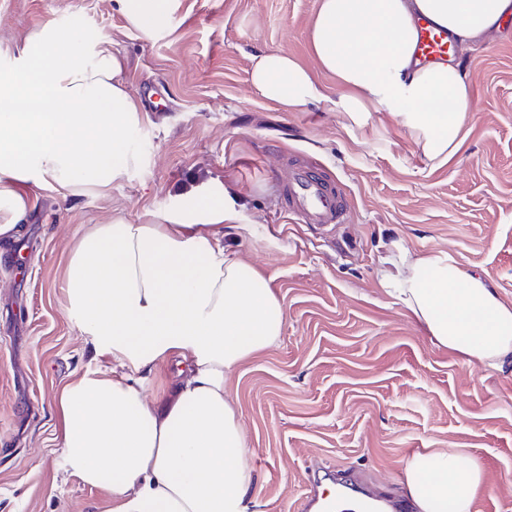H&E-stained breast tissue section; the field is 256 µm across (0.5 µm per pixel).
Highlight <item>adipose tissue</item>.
I'll use <instances>...</instances> for the list:
<instances>
[{"label": "adipose tissue", "instance_id": "adipose-tissue-1", "mask_svg": "<svg viewBox=\"0 0 512 512\" xmlns=\"http://www.w3.org/2000/svg\"><path fill=\"white\" fill-rule=\"evenodd\" d=\"M127 29L170 33L179 0H114ZM466 47L512 19V0H320L309 41L319 68L345 92L339 111L374 106L395 116L430 160L459 146L472 107L457 65H415L418 18ZM109 39L45 27L0 54V238H16L30 191L73 197L106 190L134 167L133 134L146 119ZM254 87L295 110L319 91L294 57L254 58ZM235 214L223 194L189 197L156 224L115 217L76 241L66 268L71 312L110 368L66 383L57 399L66 470L107 488L112 512H259L247 437L225 383L280 340L285 314L271 279L227 252ZM378 276L439 346L468 365H512V306L445 252L392 242ZM168 397L144 384L163 365ZM419 512H472L481 470L454 451L414 455L405 468Z\"/></svg>", "mask_w": 512, "mask_h": 512}]
</instances>
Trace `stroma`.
I'll return each mask as SVG.
<instances>
[{
	"mask_svg": "<svg viewBox=\"0 0 512 512\" xmlns=\"http://www.w3.org/2000/svg\"><path fill=\"white\" fill-rule=\"evenodd\" d=\"M319 0H181L170 34L142 39L114 0H0V49L47 25L106 36L149 111L139 167L104 192L34 193L18 239L0 242V512H109L101 487L64 471L56 397L105 370L69 310L76 238L121 216L155 223L190 192L236 211L224 245L272 279L279 343L226 383L248 438L262 512H296L309 467L405 499L407 462L429 450L475 459L478 512H512V369L483 370L434 343L377 277L390 241L448 252L512 306V27L450 54L472 110L448 160L422 156L389 113L362 125L318 70ZM281 51L311 69L320 100L288 111L253 88V58ZM304 155L346 198L347 220L300 224L281 205L284 157Z\"/></svg>",
	"mask_w": 512,
	"mask_h": 512,
	"instance_id": "1",
	"label": "stroma"
}]
</instances>
